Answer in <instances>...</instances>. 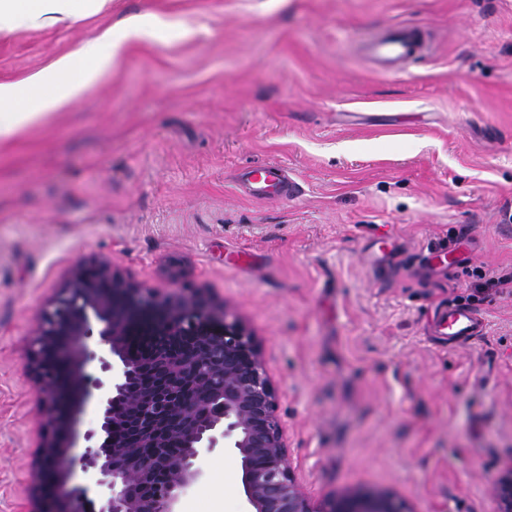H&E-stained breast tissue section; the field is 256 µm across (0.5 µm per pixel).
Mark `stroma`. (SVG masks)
<instances>
[{
    "label": "stroma",
    "instance_id": "stroma-1",
    "mask_svg": "<svg viewBox=\"0 0 512 512\" xmlns=\"http://www.w3.org/2000/svg\"><path fill=\"white\" fill-rule=\"evenodd\" d=\"M130 17L110 76L0 142V512H30L41 312L100 255L158 283L184 262L260 340L295 478L313 504L392 491L415 512H497L512 466V0H109L0 33L17 83ZM428 29L402 73L361 54ZM287 170L296 197L238 175ZM459 241L464 261L420 255ZM473 345L430 333L448 301ZM180 512H242L240 459L210 454ZM244 178L253 197L271 199L280 198L283 195V176L277 165L257 164L244 173ZM484 321L473 307L449 301L443 305L434 322L435 336L448 345H469L483 335ZM499 512H512V468L501 472L492 485Z\"/></svg>",
    "mask_w": 512,
    "mask_h": 512
}]
</instances>
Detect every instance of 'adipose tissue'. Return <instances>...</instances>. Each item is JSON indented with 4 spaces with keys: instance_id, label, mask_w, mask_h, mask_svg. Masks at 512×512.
<instances>
[{
    "instance_id": "obj_1",
    "label": "adipose tissue",
    "mask_w": 512,
    "mask_h": 512,
    "mask_svg": "<svg viewBox=\"0 0 512 512\" xmlns=\"http://www.w3.org/2000/svg\"><path fill=\"white\" fill-rule=\"evenodd\" d=\"M87 9L88 0H0V32L37 21L46 25L76 21ZM116 49L111 30L106 29L21 83L0 84V141L74 105L109 75Z\"/></svg>"
}]
</instances>
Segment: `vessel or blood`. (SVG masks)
I'll return each instance as SVG.
<instances>
[{"instance_id":"vessel-or-blood-1","label":"vessel or blood","mask_w":512,"mask_h":512,"mask_svg":"<svg viewBox=\"0 0 512 512\" xmlns=\"http://www.w3.org/2000/svg\"><path fill=\"white\" fill-rule=\"evenodd\" d=\"M432 48L427 30L405 23L392 24L376 33L362 47L363 55L383 73L398 74L414 58ZM245 181L253 197L271 199L282 193L296 194V186H284L281 169L274 164L262 163L249 168ZM484 331L482 316L473 307L451 302L443 305L434 322L435 335L449 345L472 344Z\"/></svg>"}]
</instances>
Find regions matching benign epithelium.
<instances>
[{
	"instance_id": "benign-epithelium-1",
	"label": "benign epithelium",
	"mask_w": 512,
	"mask_h": 512,
	"mask_svg": "<svg viewBox=\"0 0 512 512\" xmlns=\"http://www.w3.org/2000/svg\"><path fill=\"white\" fill-rule=\"evenodd\" d=\"M186 274L173 264L148 284L107 256L71 267L27 364L46 403L31 512H179L220 445L240 457L243 512H413L386 491L350 488L310 502L291 472L258 341L206 289L183 292ZM133 336L151 337L145 357L133 355ZM91 400L98 423L81 435L76 416ZM78 469L96 477L98 500L75 481ZM492 495L498 512H512L511 467Z\"/></svg>"
}]
</instances>
